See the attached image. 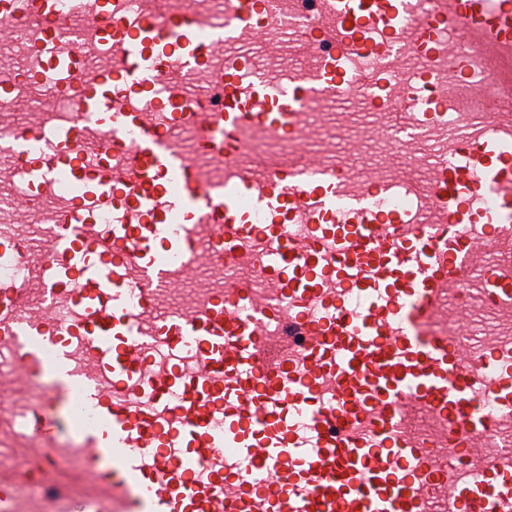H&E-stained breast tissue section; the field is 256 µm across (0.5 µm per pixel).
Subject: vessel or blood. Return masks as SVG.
Segmentation results:
<instances>
[{"label": "vessel or blood", "mask_w": 512, "mask_h": 512, "mask_svg": "<svg viewBox=\"0 0 512 512\" xmlns=\"http://www.w3.org/2000/svg\"><path fill=\"white\" fill-rule=\"evenodd\" d=\"M0 31L36 218L0 221L34 275L0 277V443L24 416L61 512H512V0H0ZM34 90L76 106L49 147ZM335 108L421 184L307 153ZM24 477L0 512H40Z\"/></svg>", "instance_id": "1"}]
</instances>
